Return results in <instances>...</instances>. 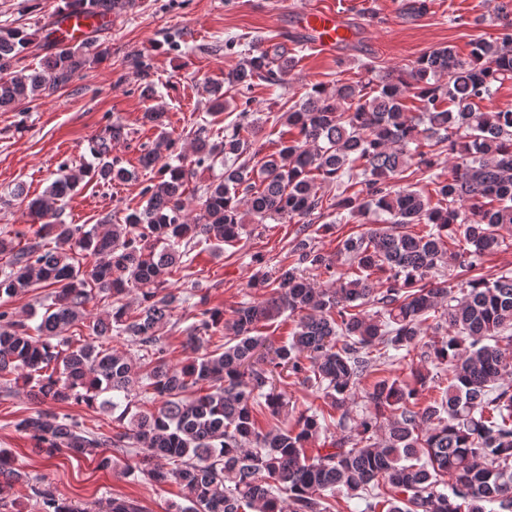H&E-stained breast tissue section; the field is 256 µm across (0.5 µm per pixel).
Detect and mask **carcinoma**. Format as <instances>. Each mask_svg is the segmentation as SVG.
Masks as SVG:
<instances>
[{
	"instance_id": "cac0c4a2",
	"label": "carcinoma",
	"mask_w": 512,
	"mask_h": 512,
	"mask_svg": "<svg viewBox=\"0 0 512 512\" xmlns=\"http://www.w3.org/2000/svg\"><path fill=\"white\" fill-rule=\"evenodd\" d=\"M134 0H62L55 14L105 19ZM498 36L470 43L461 60L450 46L433 50L397 72L362 65L355 82L333 90L310 88L281 115L288 127L278 151L261 156L259 120L253 118L255 82L279 84L296 66L280 43L252 45L224 72L205 82L210 109L238 110L211 140L198 127L191 156L165 158L175 141L167 133L143 150L139 163L157 170L121 224H65L58 202L86 177L129 181L137 172L111 158L112 142L128 136L114 123L88 139L92 161L61 169L46 193L28 204L41 241L25 247L0 238L10 254L0 271V297L31 288L52 289V303L32 327L0 312V378L17 374L40 407L15 422L51 457L66 450L90 456L102 469L131 448L149 471L170 480L186 505L177 512H343L337 496L361 498L364 512H512V270L483 273L487 257L512 226V107L487 108L496 89L512 81V19ZM94 25L73 44H47L39 67L17 69L33 45L20 28L0 27V111L48 97L67 87L94 61L109 56ZM154 93L149 59H132ZM418 101L408 112L407 97ZM447 144L448 177L437 147ZM416 161L415 183H402ZM224 166L200 192V214L187 211L185 192L194 167ZM378 226L339 238L340 271L319 250L309 229L325 233L370 213ZM293 218L289 265L270 278L258 273L252 288H272L269 298L244 303L224 318L200 296L181 366L164 359L158 331L170 323L180 297L166 288L188 251L214 240L228 246L246 223ZM423 226L415 232L413 227ZM162 250H157V246ZM140 293V312L129 316L125 297ZM112 309L89 318L94 292ZM298 316L290 341L274 350L270 367L255 358L260 326L283 313ZM89 320V339L66 332ZM224 351L208 350L217 329ZM442 333L432 343L428 330ZM127 335L144 351L143 365L96 341ZM416 352L430 364L413 382L379 378L366 392L369 409L355 416L351 403L379 367ZM313 389L323 405L308 407L289 426L261 430L258 416L277 418L287 407L276 383ZM158 407L132 411L136 389ZM73 401L127 422L107 435L56 415L41 405ZM341 434L331 432V426ZM22 477L0 450V497ZM42 512H84L79 505L39 489ZM286 495L281 499L280 495ZM105 512H141L133 501L112 498Z\"/></svg>"
}]
</instances>
